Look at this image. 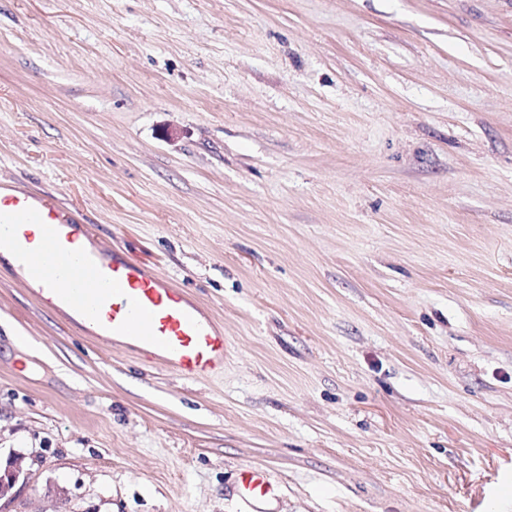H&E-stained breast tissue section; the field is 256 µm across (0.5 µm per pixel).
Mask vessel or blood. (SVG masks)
I'll list each match as a JSON object with an SVG mask.
<instances>
[{"label":"vessel or blood","mask_w":512,"mask_h":512,"mask_svg":"<svg viewBox=\"0 0 512 512\" xmlns=\"http://www.w3.org/2000/svg\"><path fill=\"white\" fill-rule=\"evenodd\" d=\"M0 247L13 254L18 280L37 305L84 335L107 338L186 380L223 371L229 346L206 311L156 269L92 239L53 197L1 184ZM241 487L253 498L272 491L258 470L243 472Z\"/></svg>","instance_id":"vessel-or-blood-1"}]
</instances>
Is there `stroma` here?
Listing matches in <instances>:
<instances>
[{"label":"stroma","mask_w":512,"mask_h":512,"mask_svg":"<svg viewBox=\"0 0 512 512\" xmlns=\"http://www.w3.org/2000/svg\"><path fill=\"white\" fill-rule=\"evenodd\" d=\"M0 182L230 343L181 379L0 262V512H512V0H0ZM13 460L14 459H8V465L4 474H1L0 470V500H9L12 498L13 489L20 481L23 474V470L18 459L15 462ZM241 487L245 494L253 498H263L272 491L271 484L259 470L245 471L241 474Z\"/></svg>","instance_id":"35a3bbf8"}]
</instances>
